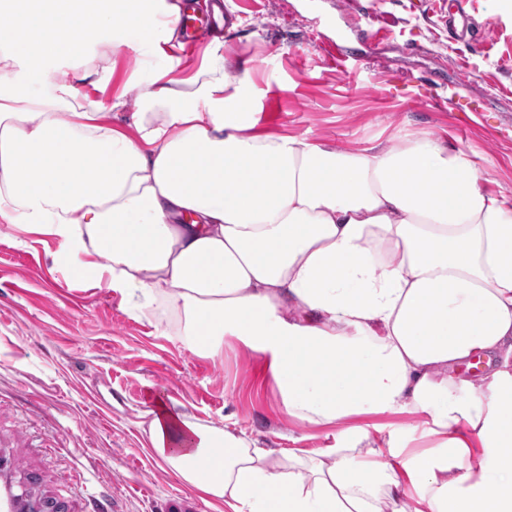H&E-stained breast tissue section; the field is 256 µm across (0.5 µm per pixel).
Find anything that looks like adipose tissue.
<instances>
[{"instance_id":"ef3b65f1","label":"adipose tissue","mask_w":512,"mask_h":512,"mask_svg":"<svg viewBox=\"0 0 512 512\" xmlns=\"http://www.w3.org/2000/svg\"><path fill=\"white\" fill-rule=\"evenodd\" d=\"M183 7L0 0V221L139 317L173 314L198 353L236 339L289 417L336 428L307 457L158 403L153 450L229 512H406L412 486L414 512H512V197L440 138L347 152L257 132L220 48L153 73ZM98 37L151 73L108 108L68 78ZM130 97L148 111L113 123ZM416 412L436 443L400 471L407 428L376 442L357 420Z\"/></svg>"}]
</instances>
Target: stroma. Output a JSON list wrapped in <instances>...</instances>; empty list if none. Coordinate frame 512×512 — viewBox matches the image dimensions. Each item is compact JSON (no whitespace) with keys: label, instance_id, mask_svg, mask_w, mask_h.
<instances>
[{"label":"stroma","instance_id":"35a3bbf8","mask_svg":"<svg viewBox=\"0 0 512 512\" xmlns=\"http://www.w3.org/2000/svg\"><path fill=\"white\" fill-rule=\"evenodd\" d=\"M238 12L219 40L246 76L261 130L340 150L438 137L473 153L482 188L512 195V13L471 0L477 41L453 39L452 0H225ZM361 32L383 35L375 48ZM342 42L346 69L318 47ZM53 241L0 223V456L15 483L85 512L93 486L110 512H225L152 451L146 411L171 399L204 426L267 448L319 453L330 427L284 412L266 360L235 340L198 354L164 318L140 319L119 294L54 262Z\"/></svg>","mask_w":512,"mask_h":512}]
</instances>
